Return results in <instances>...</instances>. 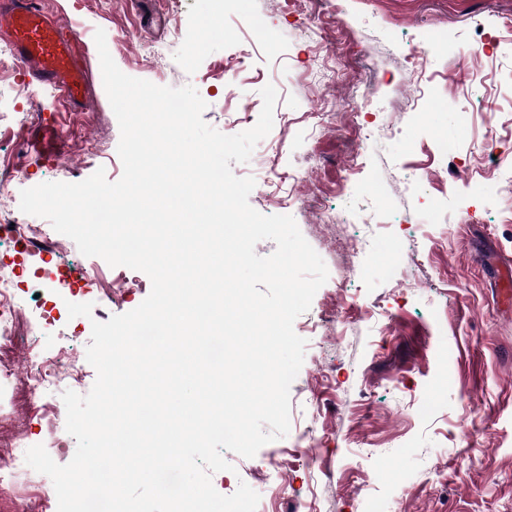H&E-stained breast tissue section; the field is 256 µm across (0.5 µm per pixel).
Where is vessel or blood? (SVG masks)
I'll list each match as a JSON object with an SVG mask.
<instances>
[{"mask_svg":"<svg viewBox=\"0 0 512 512\" xmlns=\"http://www.w3.org/2000/svg\"><path fill=\"white\" fill-rule=\"evenodd\" d=\"M0 40L10 45L31 81L54 90L58 109L75 112L84 107V44L41 0H0Z\"/></svg>","mask_w":512,"mask_h":512,"instance_id":"vessel-or-blood-1","label":"vessel or blood"}]
</instances>
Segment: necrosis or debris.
<instances>
[{"instance_id":"necrosis-or-debris-1","label":"necrosis or debris","mask_w":512,"mask_h":512,"mask_svg":"<svg viewBox=\"0 0 512 512\" xmlns=\"http://www.w3.org/2000/svg\"><path fill=\"white\" fill-rule=\"evenodd\" d=\"M22 289L19 274L0 276V387L9 391V403L21 411L36 410L50 436L49 447L64 446L62 431L66 409L49 398L48 392L61 381L78 386L85 372L84 362L70 351L46 353L36 344L44 334L40 320L22 317L18 296ZM28 352V366L22 388H15L12 354L18 347Z\"/></svg>"}]
</instances>
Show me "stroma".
I'll return each instance as SVG.
<instances>
[{
	"label": "stroma",
	"instance_id": "stroma-1",
	"mask_svg": "<svg viewBox=\"0 0 512 512\" xmlns=\"http://www.w3.org/2000/svg\"><path fill=\"white\" fill-rule=\"evenodd\" d=\"M85 42L86 111L22 97V72H0V174L27 168L0 199V225H41L19 209L20 192L123 173L120 128L105 92L96 29L131 35L112 58L125 74L160 86H193L205 122L229 133L237 102L263 104L279 82L271 132L232 171L253 177L250 205L289 215L323 259L326 283L294 322L307 342L290 387V431L255 457L225 452L223 495L255 490L257 512H512V304L499 293L512 264V0H45ZM266 20L263 40L246 24ZM225 40L196 56L184 47L206 22ZM355 131L337 105L363 87ZM455 146L443 155L439 140ZM45 151L31 153V141ZM101 144L100 155L84 149ZM357 175H350L351 159ZM299 169L305 182L281 181ZM335 217L356 243L337 253L318 225ZM55 251L16 254L0 241V275L17 262L35 308L68 266L94 303L68 301L49 346L85 356L93 322L136 308L151 281L135 272L125 292L118 268L57 235ZM386 254L409 256L406 276L383 278Z\"/></svg>",
	"mask_w": 512,
	"mask_h": 512
}]
</instances>
